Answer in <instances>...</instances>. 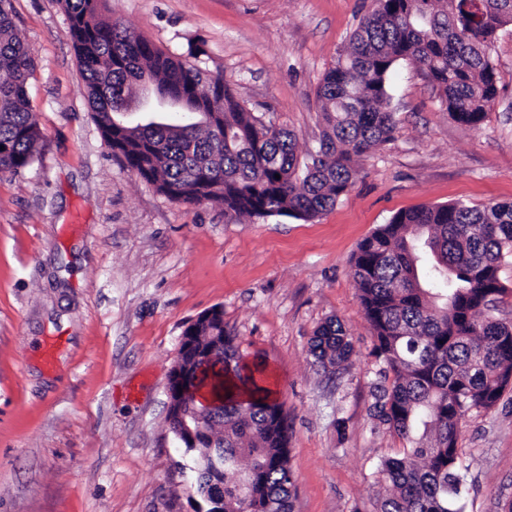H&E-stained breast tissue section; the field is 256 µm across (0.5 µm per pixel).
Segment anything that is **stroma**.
<instances>
[{
    "label": "stroma",
    "instance_id": "obj_1",
    "mask_svg": "<svg viewBox=\"0 0 512 512\" xmlns=\"http://www.w3.org/2000/svg\"><path fill=\"white\" fill-rule=\"evenodd\" d=\"M372 0H102L100 14L168 51L200 45L264 121L313 150L317 92ZM35 59L41 140L0 174V512H193L166 421L183 331L218 307L265 368L290 424L294 512H375V472L405 443L370 414L381 368L353 279L361 241L400 210L512 201V26L493 52L498 97L479 128L452 119L426 76L397 63L394 138L363 156L312 222L170 201L100 135L59 0H11ZM339 319L354 351L321 372L310 340ZM55 342L52 365L37 348ZM465 512L512 502V390L458 438Z\"/></svg>",
    "mask_w": 512,
    "mask_h": 512
}]
</instances>
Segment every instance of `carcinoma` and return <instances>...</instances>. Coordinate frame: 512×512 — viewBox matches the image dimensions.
I'll return each mask as SVG.
<instances>
[{"label": "carcinoma", "instance_id": "1", "mask_svg": "<svg viewBox=\"0 0 512 512\" xmlns=\"http://www.w3.org/2000/svg\"><path fill=\"white\" fill-rule=\"evenodd\" d=\"M93 118L125 166L172 201L217 202L245 216L310 221L350 189L356 161L397 131L389 77L410 61L433 82L460 124L478 127L498 96L497 31L512 24V0H376L324 73L316 152L264 123L224 81L99 16L100 0H61ZM35 71L0 0V173L35 159L40 129L28 94ZM280 178H275V175ZM512 261V202H464L401 210L359 244L354 281L383 367L372 415L406 442L381 461L377 512H464L457 442L469 410L493 409L512 386V319L500 266ZM206 361L181 356L182 401L168 417L197 474L204 512H293L288 422L282 406L243 362L224 314L195 327ZM352 343L330 319L310 344L313 364L344 369ZM224 416L197 400L207 380ZM215 441L178 436L182 420Z\"/></svg>", "mask_w": 512, "mask_h": 512}]
</instances>
